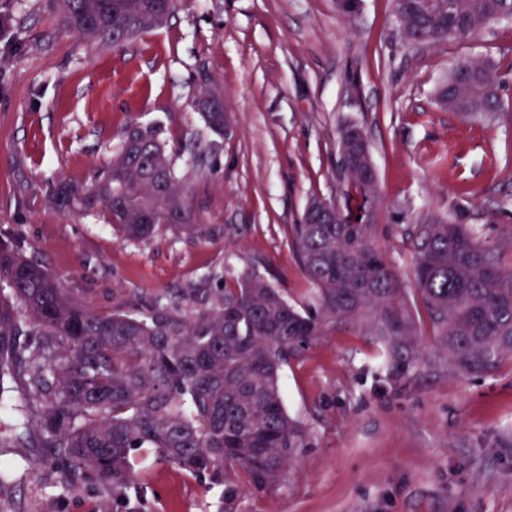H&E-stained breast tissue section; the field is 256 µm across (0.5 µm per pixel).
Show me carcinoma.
<instances>
[{"label": "carcinoma", "instance_id": "carcinoma-1", "mask_svg": "<svg viewBox=\"0 0 512 512\" xmlns=\"http://www.w3.org/2000/svg\"><path fill=\"white\" fill-rule=\"evenodd\" d=\"M68 27L92 43L117 46L159 24L174 0H60ZM407 45L468 39L512 17L509 0H437L432 11L395 4ZM492 64L457 60L437 89L442 107L470 117L502 111ZM215 90L195 102L205 127L224 137ZM157 125H128L112 162L83 190L61 183L60 209L101 210L130 242L165 229L200 231ZM342 177L371 196L370 152L339 154ZM374 225L337 215L307 216L292 228L293 248L312 288L294 305L255 271L213 293L198 288L172 306L98 315L73 299L22 248L0 241V398L13 393L16 423L1 448H35L27 461L51 463L67 479L129 487L136 454L154 451L188 475L218 481L242 472L263 490L285 480L310 430L288 415L282 366L328 329L366 321L379 346L380 380L403 386L423 363L409 295L373 239ZM416 292L439 350L428 361L481 377L512 361V267L466 224H422L411 236ZM41 402L33 421L31 398Z\"/></svg>", "mask_w": 512, "mask_h": 512}]
</instances>
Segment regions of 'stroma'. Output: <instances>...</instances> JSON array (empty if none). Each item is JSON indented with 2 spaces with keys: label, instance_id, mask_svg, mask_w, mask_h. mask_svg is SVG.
I'll list each match as a JSON object with an SVG mask.
<instances>
[{
  "label": "stroma",
  "instance_id": "1",
  "mask_svg": "<svg viewBox=\"0 0 512 512\" xmlns=\"http://www.w3.org/2000/svg\"><path fill=\"white\" fill-rule=\"evenodd\" d=\"M0 235L18 240L66 293L109 315L172 305L256 270L289 300L310 283L291 228L315 198L357 213L338 170V136L365 131L378 192L375 241L413 285L408 235L421 224H468L512 253V117L465 118L434 93L460 58L490 61L512 110V19L466 40L404 44L394 0H176L168 21L122 47L68 28L56 0H0ZM224 98L232 131L213 142L193 107ZM156 124L201 231L133 243L102 215H68L49 195L60 179L87 187L115 155L126 124ZM365 323L296 352L281 372L284 405L311 443L273 489L238 492L189 478L151 452L127 503L108 486L64 482L50 465L0 485V512H512V363L484 377L425 368L383 389Z\"/></svg>",
  "mask_w": 512,
  "mask_h": 512
}]
</instances>
